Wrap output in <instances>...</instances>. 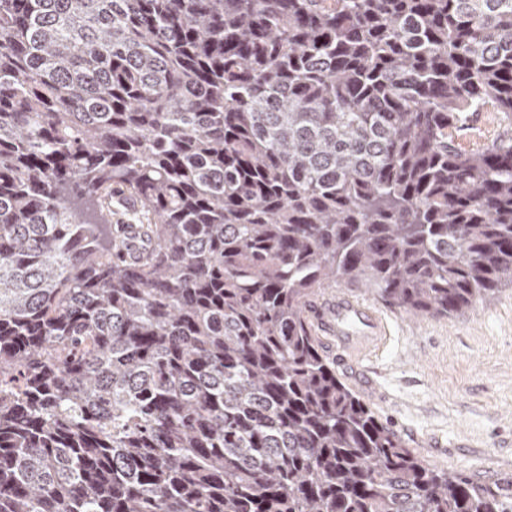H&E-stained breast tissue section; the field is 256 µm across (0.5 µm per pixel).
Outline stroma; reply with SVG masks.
<instances>
[{
    "label": "stroma",
    "instance_id": "stroma-1",
    "mask_svg": "<svg viewBox=\"0 0 512 512\" xmlns=\"http://www.w3.org/2000/svg\"><path fill=\"white\" fill-rule=\"evenodd\" d=\"M391 335L338 378L410 452L477 483L512 484V282L449 317H415L360 292Z\"/></svg>",
    "mask_w": 512,
    "mask_h": 512
}]
</instances>
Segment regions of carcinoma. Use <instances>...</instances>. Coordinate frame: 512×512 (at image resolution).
<instances>
[{"instance_id": "cac0c4a2", "label": "carcinoma", "mask_w": 512, "mask_h": 512, "mask_svg": "<svg viewBox=\"0 0 512 512\" xmlns=\"http://www.w3.org/2000/svg\"><path fill=\"white\" fill-rule=\"evenodd\" d=\"M505 280L512 0H0V512H512L306 317ZM477 121L467 129L454 131L455 139L465 149H477L497 138L503 129L499 112H479Z\"/></svg>"}]
</instances>
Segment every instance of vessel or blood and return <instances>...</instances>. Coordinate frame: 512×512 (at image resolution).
<instances>
[{
  "mask_svg": "<svg viewBox=\"0 0 512 512\" xmlns=\"http://www.w3.org/2000/svg\"><path fill=\"white\" fill-rule=\"evenodd\" d=\"M312 328L344 356L382 348L387 340V324L374 308L339 294L312 303Z\"/></svg>",
  "mask_w": 512,
  "mask_h": 512,
  "instance_id": "b4317fda",
  "label": "vessel or blood"
}]
</instances>
